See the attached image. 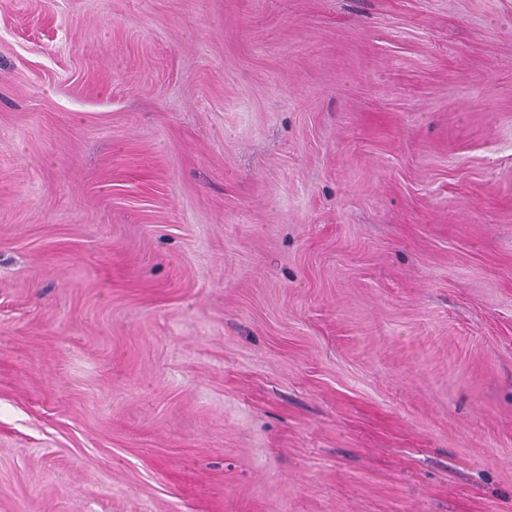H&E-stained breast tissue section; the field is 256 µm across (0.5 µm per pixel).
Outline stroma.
Returning a JSON list of instances; mask_svg holds the SVG:
<instances>
[{"label": "stroma", "instance_id": "35a3bbf8", "mask_svg": "<svg viewBox=\"0 0 512 512\" xmlns=\"http://www.w3.org/2000/svg\"><path fill=\"white\" fill-rule=\"evenodd\" d=\"M0 512H512V0H0Z\"/></svg>", "mask_w": 512, "mask_h": 512}]
</instances>
